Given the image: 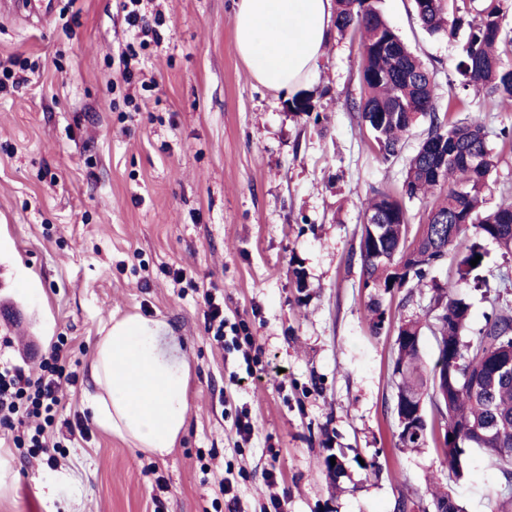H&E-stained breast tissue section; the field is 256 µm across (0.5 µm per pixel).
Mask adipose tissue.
Returning a JSON list of instances; mask_svg holds the SVG:
<instances>
[{
    "mask_svg": "<svg viewBox=\"0 0 512 512\" xmlns=\"http://www.w3.org/2000/svg\"><path fill=\"white\" fill-rule=\"evenodd\" d=\"M333 0H237L232 28L250 76L293 91L312 75L333 29ZM163 323L112 321L89 369L86 406L103 429L154 455L168 454L184 432L189 368Z\"/></svg>",
    "mask_w": 512,
    "mask_h": 512,
    "instance_id": "obj_1",
    "label": "adipose tissue"
}]
</instances>
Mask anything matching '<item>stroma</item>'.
<instances>
[{"label": "stroma", "instance_id": "obj_1", "mask_svg": "<svg viewBox=\"0 0 512 512\" xmlns=\"http://www.w3.org/2000/svg\"><path fill=\"white\" fill-rule=\"evenodd\" d=\"M53 3L42 21L0 16V73L11 74L0 84V276L35 311L25 329L0 318V362L38 371L64 338L78 379L58 418L88 433L49 465L22 461L0 427V512H228L227 477L241 512H266L274 497L280 512H396L404 497L413 512H435L438 492L466 512H498L504 481L480 452H467L458 479L434 444L396 446L394 332L421 319L433 364L436 314L429 295L406 304L404 289L384 290L387 330L373 335L350 256L368 198L400 190L428 124L398 159L378 153L349 108L361 92L358 36L333 33L305 84L275 92L236 53V0H152L161 39L138 48L130 86L118 74L134 41L122 0ZM379 7L434 71L439 112L480 119L494 156L485 210L512 203V140L500 136L512 101L464 86L465 33H429L412 0ZM485 250L486 287L457 282L447 265L430 273L469 304L471 336L494 299L512 302V256ZM206 289L223 299L227 325L253 337L251 362L207 332ZM131 315L165 322L190 368L186 429L161 457L103 431L85 408L96 343Z\"/></svg>", "mask_w": 512, "mask_h": 512}]
</instances>
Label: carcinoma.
<instances>
[{
	"label": "carcinoma",
	"mask_w": 512,
	"mask_h": 512,
	"mask_svg": "<svg viewBox=\"0 0 512 512\" xmlns=\"http://www.w3.org/2000/svg\"><path fill=\"white\" fill-rule=\"evenodd\" d=\"M377 0H336V30L361 37L362 95L352 102L373 134L374 145L385 160L399 157L405 140L422 119L428 120L425 137L408 160L403 194L377 191L364 215L376 219L373 229L361 230L360 286L402 288L406 306L414 292L432 291L440 309L432 333L443 345L430 369L422 362L418 336L421 322L403 319L397 329L407 339L397 343L395 371L401 376L399 398L420 402L436 398V413L427 432L399 438L403 448H419L435 422L459 432L462 441L444 440L441 456L448 472L463 475V456L478 449L512 484V304L494 300L480 332L463 336L469 305L450 288L427 280L429 271L450 258L457 281L483 285V241L495 242L512 255V204L483 213L487 176L494 166L479 119L450 123L435 107L433 72L404 44L376 5ZM415 13L431 34L455 36L468 30L461 46L458 72L465 85L490 98L512 100V31L502 24L501 0H485L475 14L450 13L448 0H413ZM435 197L420 233L407 241L408 218L403 197ZM369 327L379 335L385 329L380 301L367 304Z\"/></svg>",
	"instance_id": "1"
}]
</instances>
